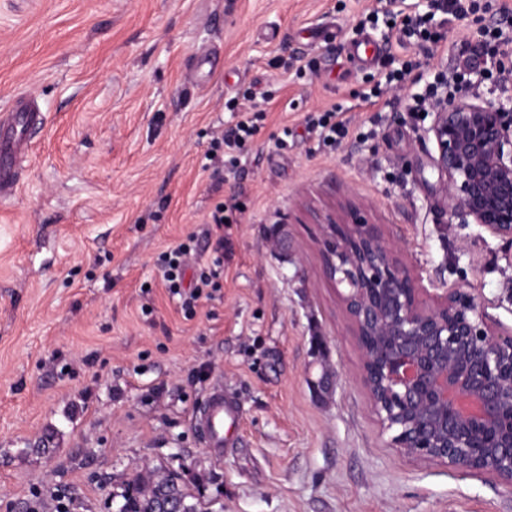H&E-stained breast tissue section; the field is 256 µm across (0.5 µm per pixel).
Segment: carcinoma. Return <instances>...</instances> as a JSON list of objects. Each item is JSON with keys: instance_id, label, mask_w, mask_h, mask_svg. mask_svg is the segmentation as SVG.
<instances>
[{"instance_id": "cac0c4a2", "label": "carcinoma", "mask_w": 512, "mask_h": 512, "mask_svg": "<svg viewBox=\"0 0 512 512\" xmlns=\"http://www.w3.org/2000/svg\"><path fill=\"white\" fill-rule=\"evenodd\" d=\"M120 498L116 512H156L159 503L169 498L180 503L182 512H201L178 479L158 469L131 479Z\"/></svg>"}]
</instances>
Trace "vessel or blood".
Returning a JSON list of instances; mask_svg holds the SVG:
<instances>
[{
	"label": "vessel or blood",
	"instance_id": "obj_1",
	"mask_svg": "<svg viewBox=\"0 0 512 512\" xmlns=\"http://www.w3.org/2000/svg\"><path fill=\"white\" fill-rule=\"evenodd\" d=\"M46 119L33 102L20 99L0 112V199L16 193L33 131L44 129ZM241 413L236 399L223 386L212 387L192 421L203 435V443L213 458H221L226 434L239 426Z\"/></svg>",
	"mask_w": 512,
	"mask_h": 512
}]
</instances>
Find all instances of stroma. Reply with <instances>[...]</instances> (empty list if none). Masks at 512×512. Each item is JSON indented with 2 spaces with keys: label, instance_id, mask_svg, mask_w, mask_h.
Listing matches in <instances>:
<instances>
[{
  "label": "stroma",
  "instance_id": "1",
  "mask_svg": "<svg viewBox=\"0 0 512 512\" xmlns=\"http://www.w3.org/2000/svg\"><path fill=\"white\" fill-rule=\"evenodd\" d=\"M388 7L0 0V105L24 93L48 118L20 192L0 202V512H30L37 489L114 512L124 483L155 468L201 512H512V486L405 457L382 433L324 270L312 212L348 197L414 271L474 287L512 329V242L449 222L432 116L410 109L440 75L512 63V0L436 15L430 40L404 44ZM365 39L379 50L366 61ZM206 49L218 55L201 87L187 76ZM406 60L401 87L363 102ZM247 89L257 132L237 175H213L204 155ZM334 106L348 134L329 147L305 118ZM229 199L222 287L187 316L156 259L191 234L210 258V214ZM323 364L334 391L321 400ZM218 383L242 411L220 461L191 419Z\"/></svg>",
  "mask_w": 512,
  "mask_h": 512
}]
</instances>
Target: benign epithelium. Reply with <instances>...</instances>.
Masks as SVG:
<instances>
[{"label":"benign epithelium","mask_w":512,"mask_h":512,"mask_svg":"<svg viewBox=\"0 0 512 512\" xmlns=\"http://www.w3.org/2000/svg\"><path fill=\"white\" fill-rule=\"evenodd\" d=\"M424 131L448 220L512 241V99L448 98ZM323 259L362 352L382 433L410 458L488 472L512 486V330L470 288H436L349 201L325 216Z\"/></svg>","instance_id":"obj_1"}]
</instances>
